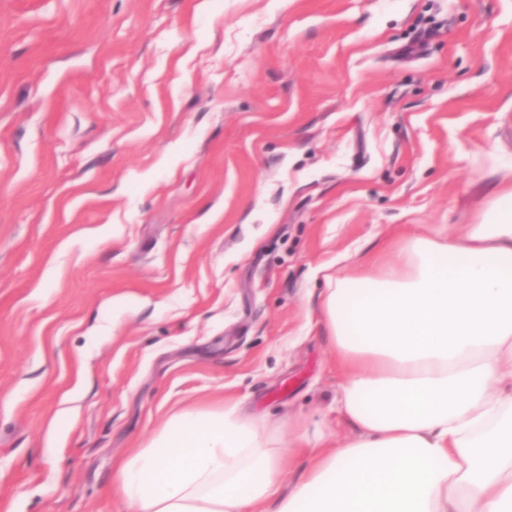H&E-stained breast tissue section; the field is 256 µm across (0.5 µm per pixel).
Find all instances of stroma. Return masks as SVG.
Instances as JSON below:
<instances>
[{"instance_id": "35a3bbf8", "label": "stroma", "mask_w": 512, "mask_h": 512, "mask_svg": "<svg viewBox=\"0 0 512 512\" xmlns=\"http://www.w3.org/2000/svg\"><path fill=\"white\" fill-rule=\"evenodd\" d=\"M509 182L512 0H0V512L187 408L354 437L327 267Z\"/></svg>"}]
</instances>
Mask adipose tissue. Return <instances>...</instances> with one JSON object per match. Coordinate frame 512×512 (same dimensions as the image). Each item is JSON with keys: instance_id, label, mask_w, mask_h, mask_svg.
I'll use <instances>...</instances> for the list:
<instances>
[{"instance_id": "obj_1", "label": "adipose tissue", "mask_w": 512, "mask_h": 512, "mask_svg": "<svg viewBox=\"0 0 512 512\" xmlns=\"http://www.w3.org/2000/svg\"><path fill=\"white\" fill-rule=\"evenodd\" d=\"M326 281L357 438L188 410L115 464L128 512H512V184L463 238L405 236L397 261Z\"/></svg>"}]
</instances>
